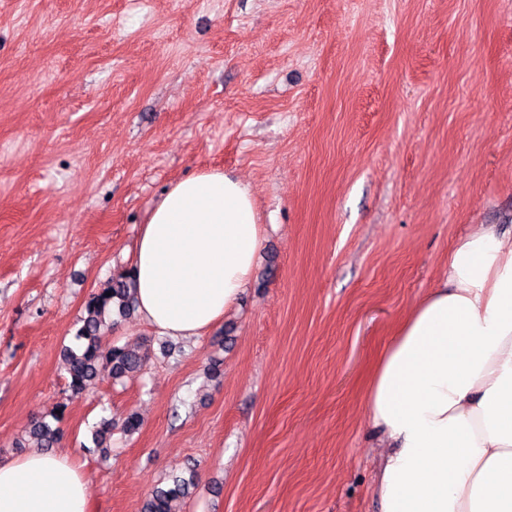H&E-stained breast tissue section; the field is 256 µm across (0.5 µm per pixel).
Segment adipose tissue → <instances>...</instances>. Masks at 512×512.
<instances>
[{"instance_id":"ef3b65f1","label":"adipose tissue","mask_w":512,"mask_h":512,"mask_svg":"<svg viewBox=\"0 0 512 512\" xmlns=\"http://www.w3.org/2000/svg\"><path fill=\"white\" fill-rule=\"evenodd\" d=\"M248 184L220 170L174 183L143 224L138 313L160 334L206 335L237 303L262 247ZM388 451L379 512H512V237L485 224L448 253L378 354L362 394ZM0 512H91L71 452L0 463Z\"/></svg>"}]
</instances>
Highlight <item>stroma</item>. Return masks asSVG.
Returning <instances> with one entry per match:
<instances>
[{
    "label": "stroma",
    "mask_w": 512,
    "mask_h": 512,
    "mask_svg": "<svg viewBox=\"0 0 512 512\" xmlns=\"http://www.w3.org/2000/svg\"><path fill=\"white\" fill-rule=\"evenodd\" d=\"M209 169L265 229L240 302L119 321L141 373L70 396L87 300ZM481 224L512 231V0H0V463L42 417L92 512L189 474L181 512H378L365 380Z\"/></svg>",
    "instance_id": "35a3bbf8"
}]
</instances>
